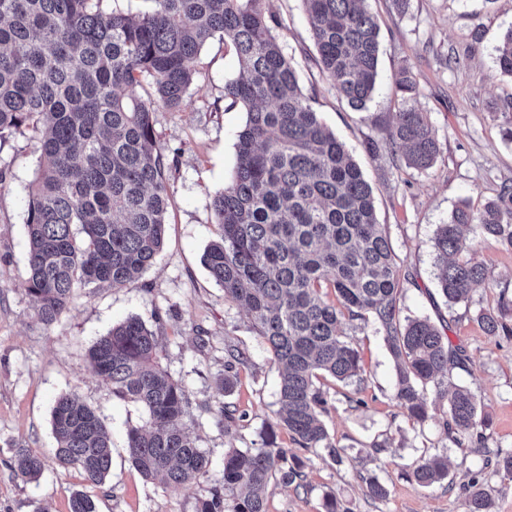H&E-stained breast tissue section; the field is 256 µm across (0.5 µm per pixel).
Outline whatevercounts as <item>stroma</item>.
Masks as SVG:
<instances>
[{"label":"stroma","instance_id":"35a3bbf8","mask_svg":"<svg viewBox=\"0 0 512 512\" xmlns=\"http://www.w3.org/2000/svg\"><path fill=\"white\" fill-rule=\"evenodd\" d=\"M380 26L376 91L366 111L338 100L332 84L314 66L316 54L302 0H269L282 23L284 51L299 69L300 85L319 119L345 144L370 183L378 221L383 224L400 268L405 317H429L462 347L465 369L454 370V384L469 388L478 414L488 422L485 444L456 445L435 418L417 427L396 405V369L373 323L350 322L349 340L359 349V378L339 382L320 376L317 385L328 405L322 420L333 442L344 448L343 463L325 451L303 450L277 424L279 370L244 309L225 297L202 262L218 238L211 202L227 186L235 163L237 135L245 125L242 108L224 107V84L238 73L231 45L210 39L196 61V83L180 110L157 107V140L174 161L168 172L173 204L165 241L154 263L121 288H88L51 326L33 315L24 288L28 239L27 188L39 165L35 140L16 135L0 142V512H69L70 491L92 496L97 512H196L199 500L223 476L224 454L255 448L268 425L276 427L278 447L305 463L306 485L297 489L271 480L267 512H324L325 495H336L346 512H467L461 489L477 471L493 512H512V476L485 463L497 449H512V337L492 336L477 320L495 307L502 288L512 289V250L472 230L476 256L494 280L475 286L468 303L448 306L438 292L439 270L433 248L438 225L447 223L464 200L481 206L502 183L512 184V144L499 133L494 107L512 98V78L500 75L495 48L512 28V0H411L407 13L389 0H370ZM461 51L453 68L441 65L449 49ZM413 71L419 93L409 105L425 112L441 151L427 171L409 168L404 158L372 159L370 140L386 135L401 107L393 78L402 67ZM136 315L153 329L163 366L189 390L191 431L208 458L206 475L185 488L152 483L132 465L127 431L147 418L144 408L116 399L109 384L87 362V350L112 325ZM246 351L231 394L224 377L226 345ZM74 391L102 418L112 441V469L95 485L53 457L51 411L54 399ZM229 404L238 418L225 425L217 411ZM21 441L43 456L38 480L18 476L8 443ZM383 444L374 453L373 444ZM443 454L448 477L431 487L409 473L421 456ZM384 484L386 499H372L367 479Z\"/></svg>","mask_w":512,"mask_h":512}]
</instances>
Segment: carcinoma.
<instances>
[{"label": "carcinoma", "instance_id": "carcinoma-1", "mask_svg": "<svg viewBox=\"0 0 512 512\" xmlns=\"http://www.w3.org/2000/svg\"><path fill=\"white\" fill-rule=\"evenodd\" d=\"M101 0H0V140L32 130L41 158L28 187L25 290L36 318L48 326L67 312L78 291L107 284L120 288L138 278L164 244L173 203L169 163L158 145L154 101L182 107L194 85L195 62L218 35L235 49L239 74L224 84L227 107L241 106L246 123L237 135L230 181L212 201L221 239L203 264L224 295L242 306L281 367L279 424L305 450L322 448L340 465L321 414L328 404L315 386L319 374L340 382L361 374L362 358L345 326L372 321L396 366L394 399L422 426L446 399L443 425L453 440L485 441L488 424L462 386L448 376L465 367L427 318L401 317L399 270L377 222L372 189L343 142L313 111L298 70L281 48L267 0H150L145 11L100 9ZM319 69L337 97L361 112L378 77L379 32L367 0H303ZM495 64L512 77V29L496 47ZM145 84L147 99L129 93ZM402 100L418 94L411 70L396 74ZM503 115L502 140L512 142V100ZM402 154L425 171L440 153L424 112L402 107L384 144L368 143L370 156ZM512 249V185L481 207L464 201L437 227L441 292L452 307L468 301L474 286L491 278L475 257L471 226ZM333 291L336 301L327 299ZM512 297L479 313L493 336H512ZM93 370L112 396L144 407L148 419L127 433L129 457L139 473L166 487H186L207 472L208 459L190 428V397L161 362L155 332L139 317L115 324L88 351ZM248 362L227 349L222 384ZM434 388L429 399L427 387ZM53 456L95 485L112 466V444L96 412L75 393L60 395L51 415ZM273 429L258 448L224 453L222 484L201 499L197 512H266L271 479L304 486V462L275 447ZM16 472L37 479L44 461L18 441ZM422 487L448 477L444 455L422 457L411 471ZM468 512H491L481 474L464 485ZM70 512H96L83 491L69 495Z\"/></svg>", "mask_w": 512, "mask_h": 512}]
</instances>
